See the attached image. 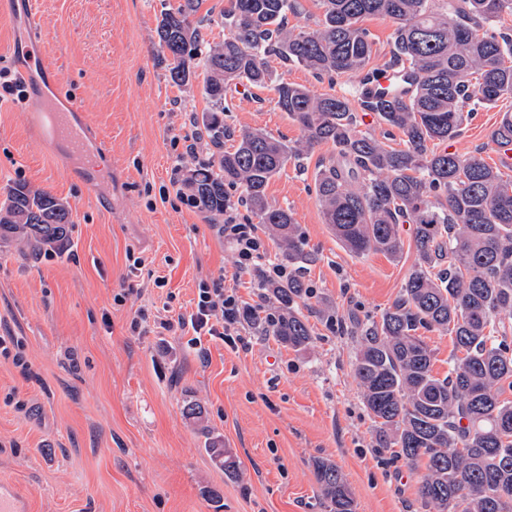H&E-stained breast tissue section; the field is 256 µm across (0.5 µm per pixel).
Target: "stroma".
<instances>
[{
    "mask_svg": "<svg viewBox=\"0 0 512 512\" xmlns=\"http://www.w3.org/2000/svg\"><path fill=\"white\" fill-rule=\"evenodd\" d=\"M166 0H38L46 50L61 89L77 97L108 144L101 167L70 176L66 158L41 148L29 115L0 103V195L24 181L68 202L66 248L30 256L0 243V336L18 340L26 367L0 357V480L18 484L30 512H325L314 462L341 469L357 512H425L417 501L423 467L391 461L375 446L352 364L358 338L338 322L379 318L399 297L416 251L410 225L403 251L357 256L325 224L314 193L318 159L288 162L269 183L270 204L289 208L315 260L305 273L333 321L309 315L316 340L297 352L247 327L250 346L208 342L199 358L185 340L129 324L151 314L190 312L200 280L232 273L234 256L216 227L179 198L180 173L211 157L194 121L211 103L202 82L174 85L157 45ZM275 80L314 94L357 99L346 75L316 77L271 60ZM224 121L288 141L299 126L275 94L228 92ZM512 98L475 107L449 150H481L512 181L491 135ZM197 140L196 158L184 156ZM141 256L137 275L129 255ZM165 287H155L156 278ZM133 293L113 301L124 288ZM200 403L204 424L185 416ZM221 439L236 457L230 479L205 450Z\"/></svg>",
    "mask_w": 512,
    "mask_h": 512,
    "instance_id": "obj_1",
    "label": "stroma"
}]
</instances>
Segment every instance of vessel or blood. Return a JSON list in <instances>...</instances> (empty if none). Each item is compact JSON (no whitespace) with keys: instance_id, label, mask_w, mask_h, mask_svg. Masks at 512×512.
<instances>
[{"instance_id":"b4317fda","label":"vessel or blood","mask_w":512,"mask_h":512,"mask_svg":"<svg viewBox=\"0 0 512 512\" xmlns=\"http://www.w3.org/2000/svg\"><path fill=\"white\" fill-rule=\"evenodd\" d=\"M0 16L8 18L13 27L23 29L25 41L20 48L19 64L34 91L43 92L53 84L55 66L46 53L43 43L46 22L35 0H0ZM31 116L40 128L43 146L67 144L80 167L89 170L97 166V154L86 148V138L93 128L77 100H70L66 111L36 108ZM0 512H30L28 495L15 484L1 481Z\"/></svg>"}]
</instances>
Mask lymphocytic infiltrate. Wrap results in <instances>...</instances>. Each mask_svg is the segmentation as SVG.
I'll return each mask as SVG.
<instances>
[{
    "label": "lymphocytic infiltrate",
    "mask_w": 512,
    "mask_h": 512,
    "mask_svg": "<svg viewBox=\"0 0 512 512\" xmlns=\"http://www.w3.org/2000/svg\"><path fill=\"white\" fill-rule=\"evenodd\" d=\"M217 230L235 252L232 275L221 274L200 281L190 313L151 320L145 311H137L130 322L134 335L143 336L151 329H161L186 338L188 345L202 355L207 352L206 341L216 339L235 350L248 349L244 337L246 304L238 293L237 280L257 268L263 269L265 277L271 280L287 278L288 271L272 263L266 237L258 225L241 217L238 209H226L224 222Z\"/></svg>",
    "instance_id": "1"
}]
</instances>
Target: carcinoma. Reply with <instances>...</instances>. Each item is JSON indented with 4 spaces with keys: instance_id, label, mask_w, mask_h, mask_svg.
Masks as SVG:
<instances>
[{
    "instance_id": "obj_1",
    "label": "carcinoma",
    "mask_w": 512,
    "mask_h": 512,
    "mask_svg": "<svg viewBox=\"0 0 512 512\" xmlns=\"http://www.w3.org/2000/svg\"><path fill=\"white\" fill-rule=\"evenodd\" d=\"M315 27L288 26L299 0H226L220 42L202 33L200 0H178L156 26L171 56L177 86L203 77L211 111L204 132L219 154L189 169L183 179L195 206L211 220L232 205L245 208L276 241L288 279L260 278L257 288L277 305L279 318L249 310L247 319L288 348L314 342L299 311L307 297L303 268L312 260L290 210L270 205L266 189L288 161L333 149L318 166L314 190L324 223L349 252L403 249L399 227L412 225L416 258L401 294L380 320L354 325L361 348L353 363L376 447L421 464L417 495L428 512H512V341L494 336V317L512 314V183L502 180L480 152L437 149L461 135L465 110L512 97V33L497 24L512 15V0H319ZM370 16L396 23L390 63L402 73L388 96L365 93L352 106L345 97L314 95L273 79L268 59L301 66L318 77L368 74ZM270 89L277 105L301 130L290 145L261 129L235 133L224 124V96L237 85ZM372 112L401 134L394 147L357 131V111ZM494 138L512 149V114ZM232 140L224 149V140ZM361 182L363 189L353 185ZM240 191L235 196L233 192ZM71 212L62 199L18 181L0 204V242H16L39 255L64 245ZM420 329L446 331L454 349L448 374L433 371V353ZM207 452L238 475L224 442ZM326 512H356L341 471L315 462Z\"/></svg>"
}]
</instances>
